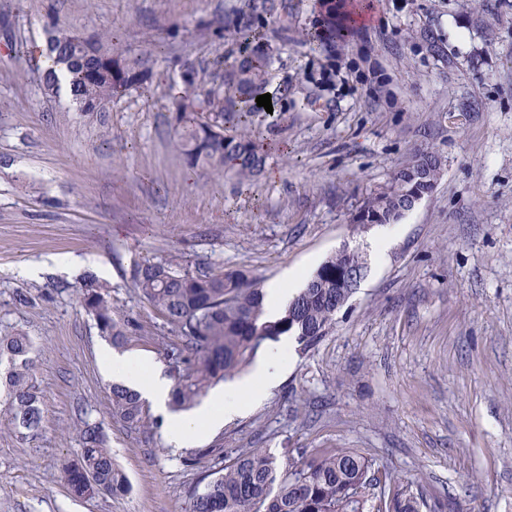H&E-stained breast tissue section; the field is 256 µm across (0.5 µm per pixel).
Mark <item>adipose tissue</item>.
<instances>
[{"label":"adipose tissue","instance_id":"1","mask_svg":"<svg viewBox=\"0 0 512 512\" xmlns=\"http://www.w3.org/2000/svg\"><path fill=\"white\" fill-rule=\"evenodd\" d=\"M305 278L304 271L291 270L265 286V315L268 319L280 317L294 293L303 287ZM288 353V343H281L257 362L249 378L227 383L224 388L215 390L193 413L170 415V444L183 447L221 428L225 419L259 403L284 369ZM99 365L103 371L125 381L157 409H165L171 382L161 369L146 360L121 355L109 349L101 351Z\"/></svg>","mask_w":512,"mask_h":512}]
</instances>
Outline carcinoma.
<instances>
[{
	"instance_id": "1",
	"label": "carcinoma",
	"mask_w": 512,
	"mask_h": 512,
	"mask_svg": "<svg viewBox=\"0 0 512 512\" xmlns=\"http://www.w3.org/2000/svg\"><path fill=\"white\" fill-rule=\"evenodd\" d=\"M276 10V0H262L260 6L252 5L234 19L218 22L217 28L229 29L238 38L240 61L232 72L219 73L218 87L204 94L208 120L200 119L197 99L187 97L178 104L175 145L189 165L240 177H254L263 170L265 155L248 131L256 98L271 93L276 113L278 105L288 100L289 90L286 83L267 90V58L253 42L260 21ZM352 33L348 15L331 6L311 40L334 48ZM45 58L63 71L80 112H102L141 88L148 78L147 59L114 52L110 33L87 35L55 23L48 31ZM226 124L240 128V134L224 136ZM441 165V157L434 153L417 156L394 175L386 191L365 202L361 221H399L395 211L409 195L425 193L418 172ZM346 267L356 271L365 268V262L355 251L343 249L334 254L308 278L282 316L271 321L265 318L262 288L240 271L208 274L149 260L133 264V286L161 312L178 338L166 345V355L175 363L170 405L178 410L195 406L213 384L240 372L265 340L289 335L304 351L314 347L333 325L336 304L353 293ZM77 294L112 346L125 345L139 330L132 321L116 315L106 282L90 276ZM31 350L30 338L22 332L0 338V361L9 364L11 423L35 435L43 415L28 376ZM110 398L113 416L135 426L143 423V403L137 392L114 383ZM79 441V458L62 468L70 493L92 497L100 490L110 495L128 492V479L112 460L102 424L85 420ZM379 484L372 460L354 448L313 450L288 463L258 448L237 455L207 475L205 484L190 495V512H356L359 499L369 501ZM421 507L410 493L383 491L377 512H420Z\"/></svg>"
}]
</instances>
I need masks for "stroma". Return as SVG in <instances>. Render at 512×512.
Returning a JSON list of instances; mask_svg holds the SVG:
<instances>
[{
	"label": "stroma",
	"mask_w": 512,
	"mask_h": 512,
	"mask_svg": "<svg viewBox=\"0 0 512 512\" xmlns=\"http://www.w3.org/2000/svg\"><path fill=\"white\" fill-rule=\"evenodd\" d=\"M281 2L258 46L270 86L290 93L277 122L256 120L263 172L237 178L189 168L173 116L187 63L198 96L214 60L236 67L231 32L201 26L245 0H0L11 16L0 28V337L33 340L43 409L41 431L19 433L0 384V512H189L204 475L254 448L284 462L354 448L427 506L512 512V0H356L355 33L334 51L307 37L326 0ZM55 22L148 57L144 87L103 112L45 94ZM422 151L442 159L437 183L375 257L377 227L355 217ZM345 247L365 258L364 278L317 345L292 348L262 404L182 448L152 406L141 427L113 417L97 363L106 339L76 296L85 275L146 330L124 354L169 376L174 334L135 290L132 264L264 284ZM70 255L89 263L61 266ZM30 264L40 274L21 276ZM88 418L103 425L125 495L67 490L62 466Z\"/></svg>",
	"instance_id": "obj_1"
}]
</instances>
